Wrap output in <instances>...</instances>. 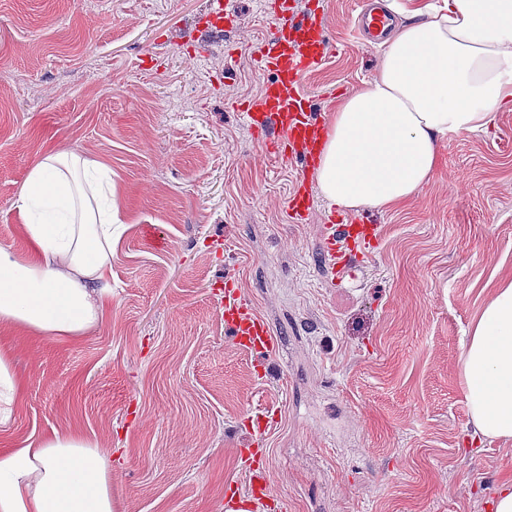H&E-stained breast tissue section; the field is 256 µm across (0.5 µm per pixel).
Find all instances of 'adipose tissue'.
Segmentation results:
<instances>
[{
  "label": "adipose tissue",
  "instance_id": "ef3b65f1",
  "mask_svg": "<svg viewBox=\"0 0 512 512\" xmlns=\"http://www.w3.org/2000/svg\"><path fill=\"white\" fill-rule=\"evenodd\" d=\"M512 107V0H440L396 26L370 81L326 125L314 178L329 205L355 213L405 205L437 172L443 138L489 128ZM112 171L50 152L14 207L24 249L0 245V325L77 339L112 299ZM480 436L512 439V279L476 316L462 362ZM112 465L86 437L58 434L0 451V512H115Z\"/></svg>",
  "mask_w": 512,
  "mask_h": 512
}]
</instances>
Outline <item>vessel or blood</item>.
Here are the masks:
<instances>
[{"label":"vessel or blood","instance_id":"b4317fda","mask_svg":"<svg viewBox=\"0 0 512 512\" xmlns=\"http://www.w3.org/2000/svg\"><path fill=\"white\" fill-rule=\"evenodd\" d=\"M265 9L269 29L256 53V61L269 79L261 95L248 101L243 112L254 137L265 145L268 153L295 162V187L287 198L285 214L288 222L305 224L310 218L311 202L304 185L307 173L316 164L322 126L301 80L323 63L330 44L314 5L301 10L288 0H266ZM233 21L222 0H214L202 30L219 33ZM376 231V225L342 219L324 225L322 245L331 266L345 269L348 252L369 246ZM220 289L219 311L232 341L258 354H279L277 338L242 297L236 280L225 277Z\"/></svg>","mask_w":512,"mask_h":512}]
</instances>
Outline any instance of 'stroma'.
<instances>
[{"instance_id": "35a3bbf8", "label": "stroma", "mask_w": 512, "mask_h": 512, "mask_svg": "<svg viewBox=\"0 0 512 512\" xmlns=\"http://www.w3.org/2000/svg\"><path fill=\"white\" fill-rule=\"evenodd\" d=\"M334 45L303 80L321 121L374 75L359 0H319ZM0 0V245L24 241L14 202L45 150L112 169L125 229L112 302L76 340L0 329L20 387L0 449L81 433L112 458L117 512H224L250 496L243 457L266 451L274 512H491L512 441L473 438L462 357L492 288L512 277V110L447 138L405 208L367 211L368 257L331 272L336 215L283 206L295 170L236 103L267 77L263 0ZM235 277L281 354L230 343L217 284ZM209 20L202 26V32L206 33H219L224 31L223 24H232L234 18L232 14L228 13L223 2L220 0L213 1L211 11L209 13ZM211 17V18H210Z\"/></svg>"}]
</instances>
